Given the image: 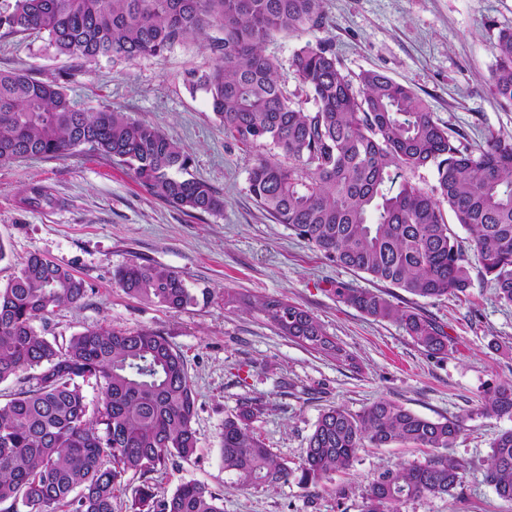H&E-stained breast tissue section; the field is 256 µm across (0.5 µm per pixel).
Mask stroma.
I'll list each match as a JSON object with an SVG mask.
<instances>
[{
    "label": "stroma",
    "mask_w": 512,
    "mask_h": 512,
    "mask_svg": "<svg viewBox=\"0 0 512 512\" xmlns=\"http://www.w3.org/2000/svg\"><path fill=\"white\" fill-rule=\"evenodd\" d=\"M322 27L267 43L286 94L306 109L290 68L306 44L332 46L348 78L379 71L424 98L440 124L463 143L487 132L512 137V107L488 88L498 32L512 28V0H324ZM214 64L206 41L186 39L160 57L131 63L83 64L56 55L45 36L0 33V70L43 80L67 75V93L81 108L115 110L162 130L193 159L194 177L224 196V211L191 217L158 200L126 167L87 152L32 157L0 165V261L7 282L33 253L69 268L87 289L80 305L55 308L40 332L65 340L97 326L161 333L186 360L197 394L198 449L157 475L159 495L197 481L224 497V512H362L369 482L384 471L421 465L430 449L367 447L346 470L308 487L295 481L241 487L225 472L224 419L252 401L253 434L288 465L301 460L321 414L333 406L357 413L385 398L430 419L461 418L465 429L447 451L461 466L452 494L410 499L397 512H512L485 483L491 445L512 418L484 413L482 402L512 382V305L500 302L490 280L473 275L464 295L419 298L329 261L285 224L260 209L248 192L255 152L213 113L192 87V71ZM56 198L29 206L31 186ZM179 273L195 295L180 310L126 294L112 272L130 261ZM369 289L416 307L448 335L446 354L432 357L396 322L360 313L336 295ZM245 299L224 305L225 292ZM266 297L309 309L354 357L337 362L284 336L252 301Z\"/></svg>",
    "instance_id": "35a3bbf8"
}]
</instances>
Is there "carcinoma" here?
Listing matches in <instances>:
<instances>
[{
  "mask_svg": "<svg viewBox=\"0 0 512 512\" xmlns=\"http://www.w3.org/2000/svg\"><path fill=\"white\" fill-rule=\"evenodd\" d=\"M322 20V0H0V31L45 34L58 54L83 63L132 62L188 38L207 40L215 65L192 73L193 86L207 94L224 131L256 150L249 192L271 218L330 261L420 298L457 296L471 286L455 223L470 235L481 276L512 304V138L490 132L462 145L412 89L378 71L353 83L322 43L292 59L316 105L305 111L284 92L264 46ZM492 51L490 91L512 104V29L499 31ZM267 146L278 157L266 156ZM81 147L127 166L147 192L188 215L224 211V195L192 177L190 155L155 126L125 112L78 108L58 79L0 71V164ZM112 280L169 309L196 302L178 273L151 263L129 262ZM336 295L399 323L430 355L448 349L443 327L413 307L370 290L338 288ZM85 296L70 269L37 253L0 284V382L39 370L35 386L0 406V512H114L127 474L144 476L196 454L195 390L164 336L100 326L61 344L38 331L54 308L77 306ZM257 309L293 341L354 364L308 310L270 298ZM91 383L100 395L94 404L84 394ZM483 410L512 418V383L498 386ZM253 417L242 404L224 419L222 434L224 470L246 486L291 478L315 485L349 468L369 445L447 449L463 430L458 419L432 420L387 399L357 414L331 407L290 467L253 436ZM484 478L512 500V429L493 441ZM461 479L460 465L439 452L423 465L374 477L363 512H396L405 500L448 495ZM132 507L224 512L221 495L194 481L162 499L145 481Z\"/></svg>",
  "mask_w": 512,
  "mask_h": 512,
  "instance_id": "obj_1",
  "label": "carcinoma"
}]
</instances>
